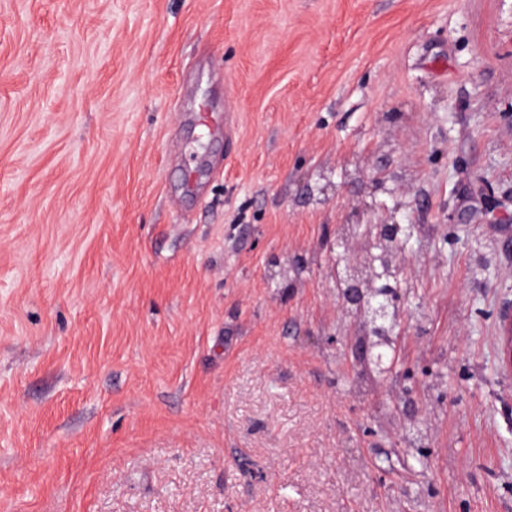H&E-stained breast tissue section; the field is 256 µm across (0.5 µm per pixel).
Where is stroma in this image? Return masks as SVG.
I'll use <instances>...</instances> for the list:
<instances>
[{
	"label": "stroma",
	"mask_w": 512,
	"mask_h": 512,
	"mask_svg": "<svg viewBox=\"0 0 512 512\" xmlns=\"http://www.w3.org/2000/svg\"><path fill=\"white\" fill-rule=\"evenodd\" d=\"M511 301L512 0H0V512H512ZM358 225L364 226L366 232L375 235L379 242L398 240L407 231L406 225L397 224L388 218H376ZM374 250H379V252H374ZM387 255V253L381 250V246L368 244L364 261L359 266L374 273L376 277H382V284H389L393 279L390 276L393 274L394 269L386 261ZM375 263H378L376 269L374 268ZM334 264V278L337 274L344 288V293L337 296L341 312L362 309L368 326L365 334H354L356 354L352 367L359 369L380 362L370 341L372 334L396 336L395 357L390 365L392 368L399 358V340L405 334L402 328L404 317L398 320L396 308L385 296L376 291L369 292V288H375L373 277L362 276L360 270L346 258L338 257ZM501 365L512 372V303L500 317Z\"/></svg>",
	"instance_id": "35a3bbf8"
}]
</instances>
